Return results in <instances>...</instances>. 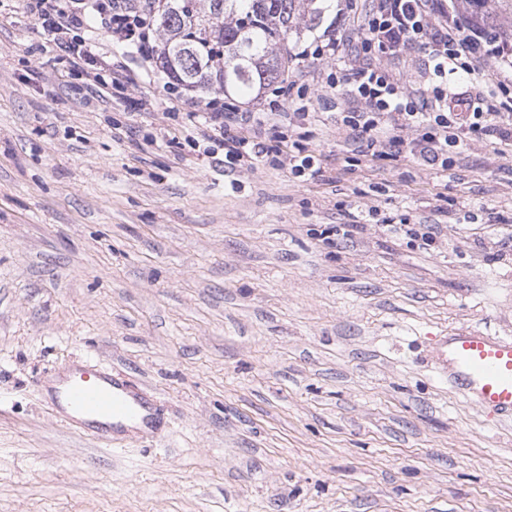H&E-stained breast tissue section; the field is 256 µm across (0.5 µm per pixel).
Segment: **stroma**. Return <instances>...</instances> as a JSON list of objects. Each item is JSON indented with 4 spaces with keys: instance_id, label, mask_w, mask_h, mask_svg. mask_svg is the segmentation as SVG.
<instances>
[{
    "instance_id": "obj_1",
    "label": "stroma",
    "mask_w": 512,
    "mask_h": 512,
    "mask_svg": "<svg viewBox=\"0 0 512 512\" xmlns=\"http://www.w3.org/2000/svg\"><path fill=\"white\" fill-rule=\"evenodd\" d=\"M320 6L291 53L334 22L359 36L371 0ZM122 54L131 86L100 93L0 0V512H512V421L427 348L463 325L512 338V144L465 141L445 170L371 156L336 120L359 103L326 83L350 58L309 59L284 100L303 126L236 95L278 161L228 171L169 116L209 95L170 100ZM300 149L324 178L290 173ZM81 360L170 427L115 450L61 423L45 385Z\"/></svg>"
}]
</instances>
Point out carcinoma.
Returning a JSON list of instances; mask_svg holds the SVG:
<instances>
[{"label":"carcinoma","mask_w":512,"mask_h":512,"mask_svg":"<svg viewBox=\"0 0 512 512\" xmlns=\"http://www.w3.org/2000/svg\"><path fill=\"white\" fill-rule=\"evenodd\" d=\"M316 0H166L155 7L163 41L162 70L189 91L227 95L262 91L288 76V41L300 35L299 20L321 14ZM482 24L512 35V0H457Z\"/></svg>","instance_id":"1"}]
</instances>
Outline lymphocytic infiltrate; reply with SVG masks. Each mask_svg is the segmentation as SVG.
<instances>
[{"mask_svg": "<svg viewBox=\"0 0 512 512\" xmlns=\"http://www.w3.org/2000/svg\"><path fill=\"white\" fill-rule=\"evenodd\" d=\"M28 14L49 37L53 51L63 53L74 70L84 72L89 85L110 80L120 84L125 63L99 51L100 38L115 46H136L151 59L154 24L129 0H26ZM356 45L350 72L330 77L360 103L357 112L338 113L373 155L403 149L419 153L431 165L447 167L448 151L465 141L495 136L512 140V46L498 33L463 16L446 0H374ZM424 49L432 63L429 89L407 87L381 65L385 56L412 48ZM492 64L490 89L469 100L468 109L455 111L457 73L475 76L481 64ZM417 130L405 139V130ZM198 135L222 146L224 162L258 164L271 154L254 113L214 102L204 115Z\"/></svg>", "mask_w": 512, "mask_h": 512, "instance_id": "obj_1", "label": "lymphocytic infiltrate"}]
</instances>
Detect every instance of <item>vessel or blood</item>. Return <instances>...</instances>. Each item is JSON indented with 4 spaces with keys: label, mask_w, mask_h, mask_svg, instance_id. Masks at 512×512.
Listing matches in <instances>:
<instances>
[{
    "label": "vessel or blood",
    "mask_w": 512,
    "mask_h": 512,
    "mask_svg": "<svg viewBox=\"0 0 512 512\" xmlns=\"http://www.w3.org/2000/svg\"><path fill=\"white\" fill-rule=\"evenodd\" d=\"M431 363L488 417L512 416V338L462 327L435 340ZM53 406L62 423L101 440L131 429L139 438H151L163 424L155 401L135 390L125 375L83 365L72 366L61 378Z\"/></svg>",
    "instance_id": "vessel-or-blood-1"
}]
</instances>
